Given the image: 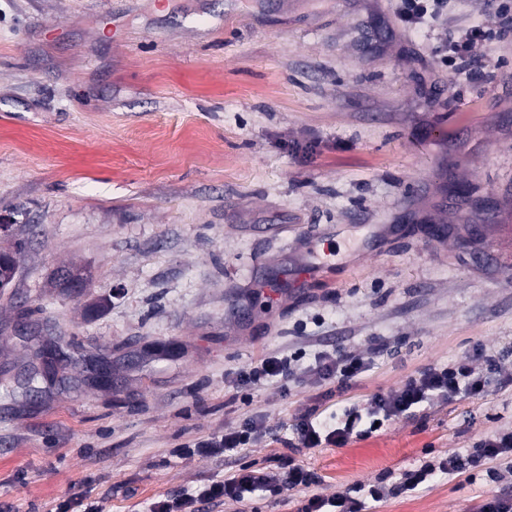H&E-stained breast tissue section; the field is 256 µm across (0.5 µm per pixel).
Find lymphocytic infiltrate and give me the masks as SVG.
Masks as SVG:
<instances>
[{"label":"lymphocytic infiltrate","mask_w":512,"mask_h":512,"mask_svg":"<svg viewBox=\"0 0 512 512\" xmlns=\"http://www.w3.org/2000/svg\"><path fill=\"white\" fill-rule=\"evenodd\" d=\"M449 0H396V13L404 27L416 28L430 22L442 27L448 23ZM367 363L358 355L342 351L322 354L313 373L320 380L335 383L337 393H345L365 372ZM487 385L486 377L473 366L470 360L448 365H435L409 377L398 390L375 394L366 407H352L345 410L335 427H328L319 418L317 408H310L298 415L292 426L297 447L314 449L322 445L342 447L363 432H375L377 425L410 414L415 406L440 399L455 400L459 394L477 396ZM265 430L262 418L245 420L225 429L218 438L200 441L199 449L221 453L228 457L238 455L257 439ZM512 458V429L501 430L488 436L478 450L463 454L456 453L433 465L430 463L404 471L392 484L380 483L369 488L373 499L404 490L423 489L436 474L464 473L481 467L485 461ZM318 481L314 471L300 464H288L277 470H250L237 472L221 482H215L196 489H183L170 495L161 496L150 504L149 512H205L209 505L222 503L231 505L233 512H250L248 493L261 490L279 493L281 489L308 491L299 512H323L324 507L335 508L336 512H362L364 504L349 492L338 493L329 500L310 492Z\"/></svg>","instance_id":"f902f5d3"}]
</instances>
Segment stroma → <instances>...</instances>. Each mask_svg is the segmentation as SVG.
Masks as SVG:
<instances>
[{
	"instance_id": "obj_1",
	"label": "stroma",
	"mask_w": 512,
	"mask_h": 512,
	"mask_svg": "<svg viewBox=\"0 0 512 512\" xmlns=\"http://www.w3.org/2000/svg\"><path fill=\"white\" fill-rule=\"evenodd\" d=\"M478 24H498L489 0H452L434 31L401 27L394 0H0V246L19 251L0 512L68 493L146 512L290 459L322 498L359 487L364 512L498 495L483 468L368 495L512 427V33L475 46L482 79L437 51ZM59 335L74 359L27 390ZM479 348L483 395L289 447L296 416L333 406L318 354L368 361L348 392L364 403ZM261 353L289 378L242 384ZM255 415L268 433L232 460L194 452Z\"/></svg>"
}]
</instances>
